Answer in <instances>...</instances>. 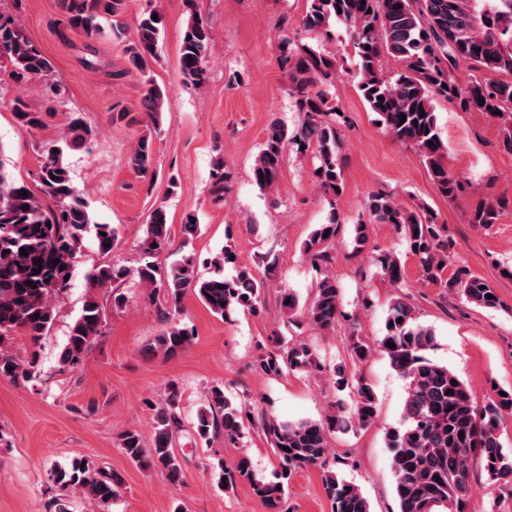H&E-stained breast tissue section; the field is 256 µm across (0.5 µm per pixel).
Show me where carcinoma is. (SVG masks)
I'll return each instance as SVG.
<instances>
[{
  "mask_svg": "<svg viewBox=\"0 0 512 512\" xmlns=\"http://www.w3.org/2000/svg\"><path fill=\"white\" fill-rule=\"evenodd\" d=\"M303 22L309 29L324 28L335 19L349 30L357 58L358 90L369 109L396 141L414 148L426 166L437 192L449 200L466 190L461 177L452 174L445 163L447 147L437 131L435 102H452L465 112H483L500 121L502 143L512 151V0H309ZM64 26L85 39L99 40L106 34L102 24L112 21L118 29L127 0H59ZM164 27L163 15L150 9L140 15L132 40L125 46L124 73L137 72L144 88L143 112L157 122L165 110V93L148 75L149 63L156 55ZM212 29L202 18L189 17L179 50V69L184 81L197 85L204 80L205 63ZM401 63L390 70L386 60ZM470 63V80L462 85L455 80L459 62ZM281 67L290 84L299 123L293 128L272 122L255 160L253 175L265 189L279 177L285 152L291 150L314 159L313 175L328 197L327 222L318 224L302 246L312 267L322 271L314 298L299 306L296 295L283 291L280 309L286 323L307 322L320 330L335 328L342 316L339 287L328 273L335 261L336 239L344 224L336 211V199L345 189L342 167L343 139L340 127L344 116L335 112L336 104L318 84L335 70L336 60L285 36L281 40ZM9 69L14 86L47 76L52 61L21 33L13 15L0 13V70ZM8 101L19 125H43V113L31 110L19 94L0 93ZM406 120H401V116ZM93 130L77 116L72 117L60 139L37 147L40 193L16 179L0 157V378L37 381L41 378L38 353L24 361L6 348L13 334L21 330L39 343L52 328L57 304L71 285V276L84 238L91 233L103 255L117 247L118 232L111 224L92 221L89 204L75 186L65 159L69 151L89 144ZM153 163V137L143 134L129 159L131 170L147 175ZM212 192L220 199L227 192L224 158L212 164ZM27 196H21V191ZM49 198V207L44 198ZM28 209H23V206ZM508 206L505 200H490L471 211L468 222L489 226L497 223ZM198 215L186 214L182 220V244L187 246L198 235ZM389 224L395 234L405 238L419 257L423 278L441 288H451L466 301L479 307L499 306L495 291L482 278L467 270L444 277L448 267V235L424 206L405 207L384 191L368 194L364 213L353 225V252L363 253L368 246L370 225ZM172 224L162 207L155 208L146 224L140 243L143 258L131 268L114 260L94 268L87 275L88 287L112 290V307L122 308L125 285L149 289L156 315L164 325L148 352L166 358L186 349L193 334L180 326L183 297L194 293L215 315L231 320L240 312H260L264 305L266 282L238 263L236 251L227 245L213 259L209 276L199 274L194 256L181 254L167 269H161L155 256L170 246ZM26 250L23 256L20 250ZM42 260V265L35 264ZM59 263H54V260ZM378 273L391 283L403 278L404 267L393 251L372 257ZM234 275L224 277V268ZM492 298H487V295ZM106 313L94 294L86 298L80 315L70 326L66 343L58 355L60 371L77 370L96 338L102 335ZM271 346L263 348L256 367L268 376L284 371H322L312 352L303 344L288 345L277 333L269 337ZM395 344L391 348L387 343ZM435 344L433 330L417 322L410 304L394 301L385 321V333L371 343L353 338L350 355L361 365L378 351L407 384L402 409V425L386 432L392 451L394 491L398 512H468L472 493L471 464L480 463L487 480L502 486L512 485V452L501 441V426L512 416V389L506 395L494 389L495 398L480 408L475 405L465 382L448 367L427 357ZM337 383L352 387L353 403L334 401L319 421H281L260 415L259 427L280 461V471L272 479L256 474L247 459L223 473L224 488L244 480L269 512H285V493L297 469L318 467L323 473V489L331 512H372L362 490L328 467L329 438L335 432L362 428L377 417L376 396L364 378L339 375ZM453 390L448 394L447 390ZM155 426L150 444L132 430L120 436L125 456L138 468H158L174 486L182 482L183 469L174 451L178 435L184 431L180 411L178 382L171 381L155 405ZM249 409L214 386L206 404L197 412L193 429L202 440L222 438L232 443L239 439L244 415ZM49 477L56 495L53 512H72L71 493L80 490L89 500L104 507L119 496L122 478L93 460L78 457L61 466L54 465Z\"/></svg>",
  "mask_w": 512,
  "mask_h": 512,
  "instance_id": "1",
  "label": "carcinoma"
}]
</instances>
